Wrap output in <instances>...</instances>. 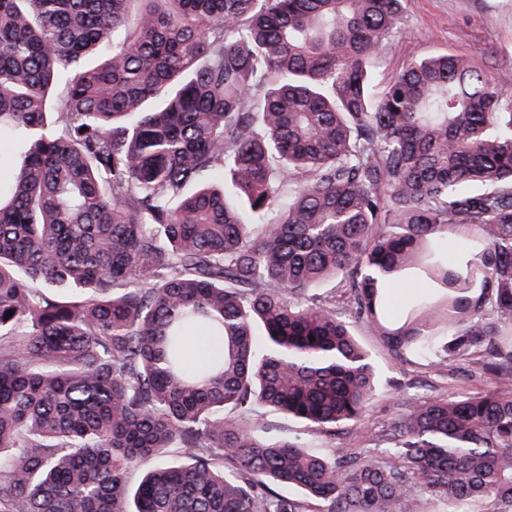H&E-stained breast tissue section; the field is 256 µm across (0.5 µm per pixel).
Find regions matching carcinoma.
<instances>
[{
  "instance_id": "cac0c4a2",
  "label": "carcinoma",
  "mask_w": 512,
  "mask_h": 512,
  "mask_svg": "<svg viewBox=\"0 0 512 512\" xmlns=\"http://www.w3.org/2000/svg\"><path fill=\"white\" fill-rule=\"evenodd\" d=\"M131 2L0 0V512H508L512 99L448 53L377 87L401 0ZM339 306L492 387L373 455L259 439L363 421Z\"/></svg>"
}]
</instances>
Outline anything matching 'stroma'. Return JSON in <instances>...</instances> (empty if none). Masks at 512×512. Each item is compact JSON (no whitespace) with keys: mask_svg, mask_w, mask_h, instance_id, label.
Listing matches in <instances>:
<instances>
[{"mask_svg":"<svg viewBox=\"0 0 512 512\" xmlns=\"http://www.w3.org/2000/svg\"><path fill=\"white\" fill-rule=\"evenodd\" d=\"M439 53L468 58L500 95L512 98V0H403L402 22L372 64L374 79L386 85L410 59ZM351 329L371 353L378 374L377 395L364 420L367 427L381 429L404 401L477 393L490 387L467 372L451 376L427 359L396 355L383 337L371 335L362 324H352ZM260 433L272 439L298 436L340 449L347 446L355 429L344 426L327 435L297 419L271 413Z\"/></svg>","mask_w":512,"mask_h":512,"instance_id":"1","label":"stroma"}]
</instances>
